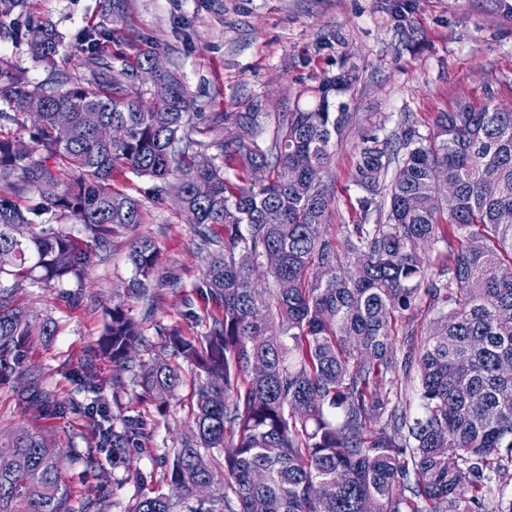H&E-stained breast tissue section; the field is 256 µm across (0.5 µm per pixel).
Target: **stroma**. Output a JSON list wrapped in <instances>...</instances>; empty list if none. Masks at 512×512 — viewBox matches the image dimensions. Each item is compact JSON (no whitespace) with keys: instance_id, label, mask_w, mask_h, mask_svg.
I'll use <instances>...</instances> for the list:
<instances>
[{"instance_id":"35a3bbf8","label":"stroma","mask_w":512,"mask_h":512,"mask_svg":"<svg viewBox=\"0 0 512 512\" xmlns=\"http://www.w3.org/2000/svg\"><path fill=\"white\" fill-rule=\"evenodd\" d=\"M498 0H124L122 13L108 15L103 0H28L31 13L52 24L64 42L71 77L85 74L76 35L104 25L118 37L108 46L114 68L138 49L159 47L167 67L184 77L196 111L227 114L224 136L237 134L233 117L259 113L263 140H270L279 116L305 103L306 88L320 78L353 69L352 85L340 93L349 112L348 122L332 144V161L320 179L332 203L325 221L331 228L369 221L382 224L386 210L362 217L357 199L360 189L352 174L362 139L377 135L398 148L407 127L432 131L439 113L458 102L483 103L486 97L512 104V15ZM116 188L140 199L142 219L138 231L151 237L160 251V272L179 285L164 288L158 299L155 324L146 325L143 360L156 354V326L187 328L185 299L196 311L205 301L192 292L204 271L187 218L170 200L158 199L149 179L126 175ZM128 241H114L106 259L97 262L78 302L67 298L77 290L74 282L55 287L25 284L17 292L19 304L39 318L52 319L56 333L33 337L25 366L0 383V430L48 429L59 447L68 449L64 481L76 512H121L138 491L124 469L99 460L88 469L83 454L93 447L95 418L73 414L45 423L31 410L22 409L18 390L30 381V370L40 373L42 390L62 396L79 391L62 366L87 365L95 370L104 394L114 385L112 365L93 358L88 349L101 333L105 312L119 279L128 277ZM189 388H182L168 419L157 418L153 406L132 395L122 396L127 415H141L153 433L151 441L131 449L135 466L150 470L156 455L172 447L179 432L191 422ZM112 489L110 500L99 497L101 487Z\"/></svg>"}]
</instances>
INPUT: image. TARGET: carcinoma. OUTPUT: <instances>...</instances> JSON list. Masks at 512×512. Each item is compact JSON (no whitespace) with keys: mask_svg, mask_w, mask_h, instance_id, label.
<instances>
[{"mask_svg":"<svg viewBox=\"0 0 512 512\" xmlns=\"http://www.w3.org/2000/svg\"><path fill=\"white\" fill-rule=\"evenodd\" d=\"M26 4L0 0V37L26 44L53 81L33 86L0 57V122L23 124L28 101L43 102L32 113L33 147L0 139V251L11 254L0 277L14 278L0 283V379L32 336L55 333L51 319L15 304L22 281L36 272L47 287L80 285L128 234L131 273L94 353L163 419L185 384L182 365L190 367L192 424L145 472L128 451L152 432L139 416L110 414L91 368H66L86 401L30 385L18 391L21 406L47 419L99 417L87 465L105 455L140 487L123 512H512V373L502 371L512 363V223L500 220L512 212V106L462 102L426 135L405 129V156L380 202L388 143L366 139L353 173L357 205L365 214L388 205L387 222L342 224L335 240L317 174L348 118L332 97L349 87L351 71L323 78L314 104L283 116L268 146L223 139L226 117L191 111L177 70L140 88L137 73L157 52L125 64L126 80H116L107 52L114 32L103 26L77 34L86 75L71 80L58 67L59 34L48 23L29 29ZM237 166L270 177L239 185L227 176ZM128 173L153 181L187 216L205 254L195 288L212 305L204 316L187 313L200 332L159 328L169 356L147 362L144 324L176 282L159 273L155 241L133 235L142 204L112 187ZM198 182L207 196H196ZM5 190L36 202L22 205ZM431 242L448 248L436 270ZM339 248L355 276L338 262ZM269 255L274 287L262 290L253 270ZM424 299L438 308L428 336L398 334ZM398 376L418 381L419 413L402 391L386 390ZM66 459L42 432L0 439V512H73ZM153 481L171 492L145 491ZM201 485L209 496H198Z\"/></svg>","mask_w":512,"mask_h":512,"instance_id":"obj_1","label":"carcinoma"}]
</instances>
